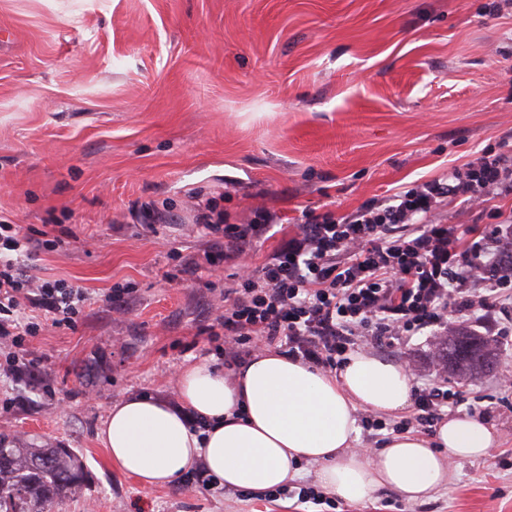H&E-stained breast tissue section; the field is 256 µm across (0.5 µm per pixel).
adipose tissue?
<instances>
[{"instance_id": "ef3b65f1", "label": "adipose tissue", "mask_w": 512, "mask_h": 512, "mask_svg": "<svg viewBox=\"0 0 512 512\" xmlns=\"http://www.w3.org/2000/svg\"><path fill=\"white\" fill-rule=\"evenodd\" d=\"M176 385L175 404L138 394L112 403L98 431L111 464L147 486L200 465L227 487L268 490L295 480L306 462L325 492L348 503L383 488L412 503L447 484L449 457H482L498 437L484 420L456 414L433 437L394 434L376 452L351 451L357 409L389 415L412 403L404 365L365 351L335 373L272 350L228 373L198 361Z\"/></svg>"}]
</instances>
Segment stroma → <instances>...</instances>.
Listing matches in <instances>:
<instances>
[{"label":"stroma","instance_id":"1","mask_svg":"<svg viewBox=\"0 0 512 512\" xmlns=\"http://www.w3.org/2000/svg\"><path fill=\"white\" fill-rule=\"evenodd\" d=\"M491 0H0V224L39 247L26 268L91 295L72 326L29 309L16 373L0 377V433L71 449L84 468L59 512H512V335L490 324L496 368L448 383L488 410L500 439L449 458V480L409 504L361 505L203 482L146 487L111 466L97 432L133 393L177 401L188 363L223 364L204 330L235 263L188 273L214 250L196 217L263 208L277 234L302 210L348 215L484 147L512 153V8ZM122 312H114L113 304Z\"/></svg>","mask_w":512,"mask_h":512}]
</instances>
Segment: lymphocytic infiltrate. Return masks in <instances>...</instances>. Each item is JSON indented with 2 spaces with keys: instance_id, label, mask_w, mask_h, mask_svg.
Returning <instances> with one entry per match:
<instances>
[{
  "instance_id": "1",
  "label": "lymphocytic infiltrate",
  "mask_w": 512,
  "mask_h": 512,
  "mask_svg": "<svg viewBox=\"0 0 512 512\" xmlns=\"http://www.w3.org/2000/svg\"><path fill=\"white\" fill-rule=\"evenodd\" d=\"M512 192V155L483 153L464 169L394 193L389 200L336 216L303 213L294 234L258 269H242L224 290V312L209 340H223L229 363L277 348L288 358L330 371L349 353L394 345L423 331L444 336L450 323L496 319L497 333L512 334V225L491 224L476 236L427 223L442 199L488 203ZM199 224L222 234L224 259L241 258L271 238L270 212L255 210L246 224H222L201 214ZM36 245L17 224H0V341L22 346L36 326L26 304L71 324L88 299L85 288L27 275L22 262ZM460 392L422 376L413 423L432 428L458 408Z\"/></svg>"
}]
</instances>
